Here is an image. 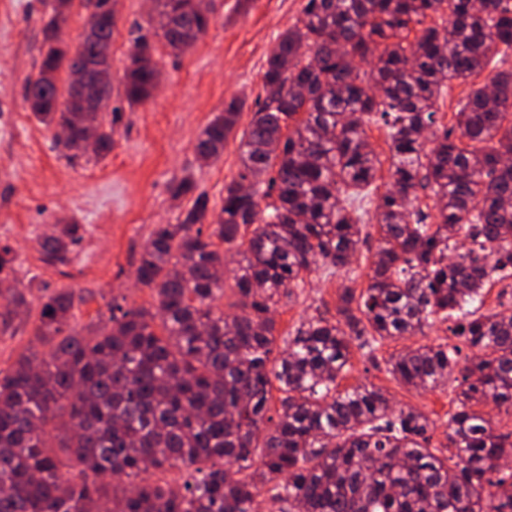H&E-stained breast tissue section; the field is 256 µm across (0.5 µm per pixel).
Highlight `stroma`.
<instances>
[{"label":"stroma","mask_w":512,"mask_h":512,"mask_svg":"<svg viewBox=\"0 0 512 512\" xmlns=\"http://www.w3.org/2000/svg\"><path fill=\"white\" fill-rule=\"evenodd\" d=\"M303 0H207L211 24L205 36L181 53L155 41L153 62L162 83L144 102L129 105L124 96L130 30L145 22L149 0H117L112 32V148L103 156L71 157L54 132L40 124L24 100L27 77L37 75L43 34L39 18L45 0H0V247L14 257L16 284L24 288L27 307L19 309L13 332L0 335V369L18 353L35 348L33 320L46 295L70 288L87 296L74 311L78 325L107 318L112 298L128 303L150 301L151 292L136 283L140 253L158 224H175L193 203L176 197L181 180L205 192L220 208L224 185L240 169L239 136L224 145L221 158L202 163L195 153L201 130L232 101L241 106L240 128H247L261 92V75L277 36L293 26ZM389 175L380 171L358 206L368 238L354 266L357 287L368 284L369 262L379 245L372 222ZM67 224L79 227V242L65 262L46 261L43 238ZM345 282L340 271L319 268L282 300L275 318L279 334L294 332L306 319L335 318L337 295ZM455 318L438 319L427 337L387 341L373 355L353 352L352 368L338 384L348 389L370 382L399 404L442 419L449 391L419 393L400 385L385 371L390 354L424 340L449 337Z\"/></svg>","instance_id":"35a3bbf8"}]
</instances>
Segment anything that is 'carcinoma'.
Returning a JSON list of instances; mask_svg holds the SVG:
<instances>
[{"mask_svg":"<svg viewBox=\"0 0 512 512\" xmlns=\"http://www.w3.org/2000/svg\"><path fill=\"white\" fill-rule=\"evenodd\" d=\"M70 2L41 16L44 53L25 100L41 123L67 129L63 145L77 154L95 128L99 157L112 148V88L74 112L58 87L60 72L95 65L93 41L62 44ZM209 24L194 0H156L147 19L173 52ZM132 48L125 96L139 102L154 89V45L140 34ZM510 55L512 0H303L267 58L220 211L200 192L183 219L151 232L136 276L152 302L126 308L114 297L107 320L79 329L70 320L84 296L58 291L34 319L48 352L23 351L0 369V512H267L269 494L282 512H512V471L499 467L512 457V429L501 426L512 419V308L480 312L485 289L512 278V164H501L512 157V69H497ZM487 69L455 123H438L446 84ZM239 117L231 102L207 124L201 161L220 158ZM372 120L389 130L390 167L368 285L342 286L336 320L310 318L282 339L281 296L320 266L354 272L364 224L340 195L377 179ZM247 181L252 195L241 193ZM426 190L432 214L419 206ZM76 243L71 225L40 247L62 261ZM231 250L240 312L228 316L218 302ZM25 303L21 289L0 287L1 334ZM455 313L459 342L385 361L408 388L457 382L447 451L432 446L436 422L382 388L338 390L352 349L371 355ZM489 398L497 420L483 411ZM149 470L161 477L136 481ZM170 471L180 478L162 477Z\"/></svg>","mask_w":512,"mask_h":512,"instance_id":"obj_1","label":"carcinoma"}]
</instances>
